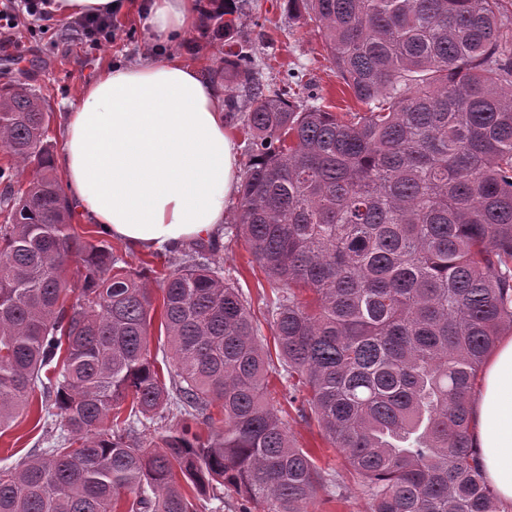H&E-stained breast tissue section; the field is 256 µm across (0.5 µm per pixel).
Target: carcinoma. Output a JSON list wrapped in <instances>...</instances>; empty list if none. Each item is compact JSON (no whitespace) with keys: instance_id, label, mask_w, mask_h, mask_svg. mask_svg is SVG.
Instances as JSON below:
<instances>
[{"instance_id":"carcinoma-1","label":"carcinoma","mask_w":512,"mask_h":512,"mask_svg":"<svg viewBox=\"0 0 512 512\" xmlns=\"http://www.w3.org/2000/svg\"><path fill=\"white\" fill-rule=\"evenodd\" d=\"M288 9L315 22L360 109L330 112L296 80L272 89L252 51L224 54L245 91L225 103L249 134L232 229L277 288L283 399L316 420L370 512H498L469 404L512 330V0ZM49 121L27 84L0 87V430L40 388L54 431L0 467V512H208L226 487L239 512L343 498L270 398L259 330L214 242L162 278L161 374L145 275L75 235ZM156 421L160 441L136 436Z\"/></svg>"}]
</instances>
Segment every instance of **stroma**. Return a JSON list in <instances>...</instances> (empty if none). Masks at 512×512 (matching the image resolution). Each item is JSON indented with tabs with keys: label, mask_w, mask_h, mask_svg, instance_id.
Returning a JSON list of instances; mask_svg holds the SVG:
<instances>
[{
	"label": "stroma",
	"mask_w": 512,
	"mask_h": 512,
	"mask_svg": "<svg viewBox=\"0 0 512 512\" xmlns=\"http://www.w3.org/2000/svg\"><path fill=\"white\" fill-rule=\"evenodd\" d=\"M241 15L237 30L227 41L203 37L202 26L184 32L173 41L157 44L144 25L138 9L113 18L111 40L92 49L73 38L69 20L59 17L52 30H43L40 22H22L15 31L17 47L0 49V84L21 80L43 98L50 114L49 138L53 154L59 147L65 114L76 102L82 88L104 67L134 61H154L159 54H177L218 88H225V49L251 48L260 79L270 85H282L289 74H298L303 83L332 112L355 110L357 104L347 91L332 64L323 43L306 16L289 11L287 0H235ZM75 233L85 241L106 246L134 272L163 273L181 257L180 252L141 253L123 241L99 233L97 225L74 219ZM225 269H238L236 285L251 303L262 341L269 352H276L268 307L276 297L264 274L250 268L249 250L243 239L225 236L216 255ZM41 395H34L27 412L0 434V465L8 458H21L46 447L44 431L37 423ZM285 421L298 446L310 450L320 467L337 476L344 498L327 501L318 493L311 512H368V499L357 485L335 448L322 436L315 421L289 414Z\"/></svg>",
	"instance_id": "obj_1"
}]
</instances>
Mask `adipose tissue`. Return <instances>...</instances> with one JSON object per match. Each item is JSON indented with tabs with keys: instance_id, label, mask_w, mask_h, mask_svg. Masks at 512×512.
I'll return each mask as SVG.
<instances>
[{
	"instance_id": "obj_1",
	"label": "adipose tissue",
	"mask_w": 512,
	"mask_h": 512,
	"mask_svg": "<svg viewBox=\"0 0 512 512\" xmlns=\"http://www.w3.org/2000/svg\"><path fill=\"white\" fill-rule=\"evenodd\" d=\"M136 7L159 42L199 21L200 0H55L59 15ZM221 92L180 57L103 69L72 104L63 132L65 190L75 211L147 252L175 251L224 232L239 175ZM485 480L512 503V336L485 364L472 405Z\"/></svg>"
}]
</instances>
